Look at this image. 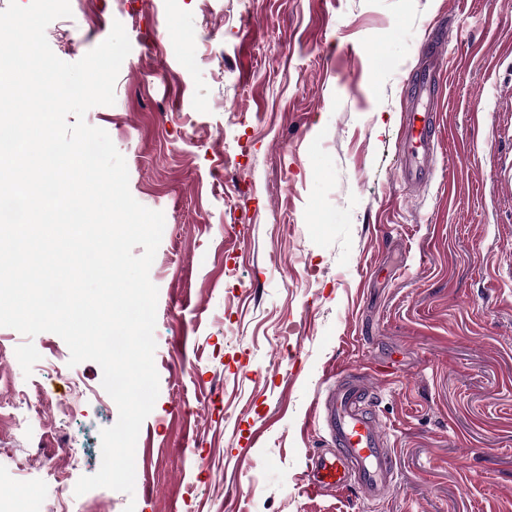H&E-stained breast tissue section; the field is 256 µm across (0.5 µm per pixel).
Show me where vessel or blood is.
<instances>
[{"label":"vessel or blood","mask_w":512,"mask_h":512,"mask_svg":"<svg viewBox=\"0 0 512 512\" xmlns=\"http://www.w3.org/2000/svg\"><path fill=\"white\" fill-rule=\"evenodd\" d=\"M443 58L438 47L423 56L414 95L408 104V118L401 134L402 162L399 176L415 187L432 174V157L438 142L431 117L439 108L434 98ZM359 376L337 371L334 383L320 400L319 420L327 446L310 461L308 489L314 496L352 492L364 501L379 503L393 490L398 476L390 450L386 424Z\"/></svg>","instance_id":"obj_1"}]
</instances>
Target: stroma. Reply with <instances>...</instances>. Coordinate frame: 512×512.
<instances>
[{
	"label": "stroma",
	"instance_id": "stroma-1",
	"mask_svg": "<svg viewBox=\"0 0 512 512\" xmlns=\"http://www.w3.org/2000/svg\"><path fill=\"white\" fill-rule=\"evenodd\" d=\"M70 5L46 29L63 61L125 28L115 102L85 120L168 226L134 492L78 512H512V0H178L169 23L165 0ZM440 26L439 145L413 188L399 134ZM25 341L0 327V388L38 408L0 419V497L49 502L42 449L76 484L118 408L54 333L24 374ZM340 365L390 427L399 483L376 507L305 493Z\"/></svg>",
	"mask_w": 512,
	"mask_h": 512
}]
</instances>
